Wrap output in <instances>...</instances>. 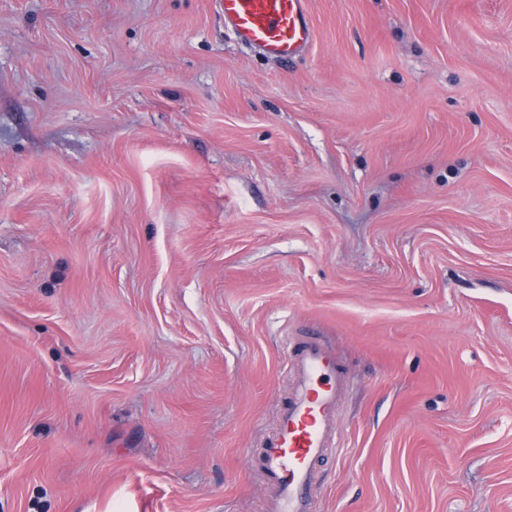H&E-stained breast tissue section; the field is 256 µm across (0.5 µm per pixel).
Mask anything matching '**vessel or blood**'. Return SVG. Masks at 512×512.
Here are the masks:
<instances>
[{
    "mask_svg": "<svg viewBox=\"0 0 512 512\" xmlns=\"http://www.w3.org/2000/svg\"><path fill=\"white\" fill-rule=\"evenodd\" d=\"M220 9L236 41L267 57L291 59L313 40L305 0H220ZM286 360L294 384L260 452L271 490L264 512H315V466L336 451L345 378L335 351L317 336L293 345Z\"/></svg>",
    "mask_w": 512,
    "mask_h": 512,
    "instance_id": "vessel-or-blood-1",
    "label": "vessel or blood"
}]
</instances>
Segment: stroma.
<instances>
[{"label":"stroma","mask_w":512,"mask_h":512,"mask_svg":"<svg viewBox=\"0 0 512 512\" xmlns=\"http://www.w3.org/2000/svg\"><path fill=\"white\" fill-rule=\"evenodd\" d=\"M0 0V512H262L286 337L316 512H512V0ZM305 1L220 0V9L239 44L287 61L306 51L313 40ZM291 394L261 448V473L272 494L264 512H314L316 463L336 452V410L345 378L336 352L319 336L286 349Z\"/></svg>","instance_id":"stroma-1"}]
</instances>
